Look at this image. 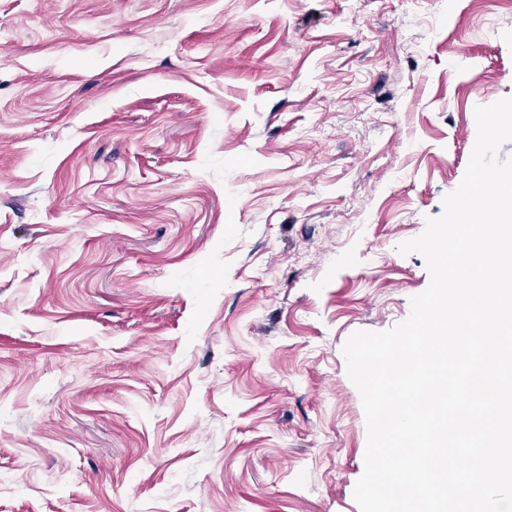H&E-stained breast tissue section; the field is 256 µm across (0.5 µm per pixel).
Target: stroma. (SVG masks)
<instances>
[{"mask_svg":"<svg viewBox=\"0 0 512 512\" xmlns=\"http://www.w3.org/2000/svg\"><path fill=\"white\" fill-rule=\"evenodd\" d=\"M512 98V0H0V512H359L342 348Z\"/></svg>","mask_w":512,"mask_h":512,"instance_id":"1","label":"stroma"}]
</instances>
